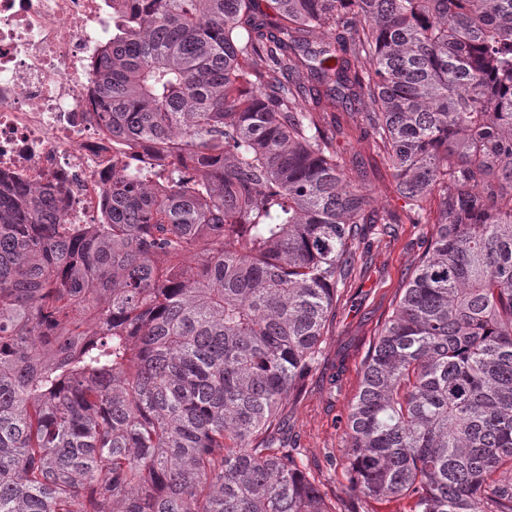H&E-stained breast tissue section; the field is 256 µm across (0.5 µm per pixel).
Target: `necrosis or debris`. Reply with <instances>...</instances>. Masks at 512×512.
Segmentation results:
<instances>
[{"label": "necrosis or debris", "instance_id": "4bbe7bcc", "mask_svg": "<svg viewBox=\"0 0 512 512\" xmlns=\"http://www.w3.org/2000/svg\"><path fill=\"white\" fill-rule=\"evenodd\" d=\"M112 40V0H0V175L61 184L62 221L101 223L116 153L91 75Z\"/></svg>", "mask_w": 512, "mask_h": 512}]
</instances>
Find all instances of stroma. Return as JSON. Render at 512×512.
Masks as SVG:
<instances>
[{"mask_svg":"<svg viewBox=\"0 0 512 512\" xmlns=\"http://www.w3.org/2000/svg\"><path fill=\"white\" fill-rule=\"evenodd\" d=\"M336 148L345 161L362 162L367 172L362 189L373 208L403 213L405 201L391 184L388 160L371 138L347 126ZM432 231V225L405 220L385 228L366 225L356 245L357 273L336 305L318 362L302 396L282 409L290 446L297 448L335 502L336 512H406L402 501H359L351 496L341 425L359 390L371 345Z\"/></svg>","mask_w":512,"mask_h":512,"instance_id":"obj_1","label":"stroma"}]
</instances>
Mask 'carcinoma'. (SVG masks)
Here are the masks:
<instances>
[{
    "label": "carcinoma",
    "mask_w": 512,
    "mask_h": 512,
    "mask_svg": "<svg viewBox=\"0 0 512 512\" xmlns=\"http://www.w3.org/2000/svg\"><path fill=\"white\" fill-rule=\"evenodd\" d=\"M112 0L105 223L0 178V512H336L278 442L370 208L435 231L364 362L350 490L512 512V0ZM322 31L330 40L317 46Z\"/></svg>",
    "instance_id": "carcinoma-1"
}]
</instances>
